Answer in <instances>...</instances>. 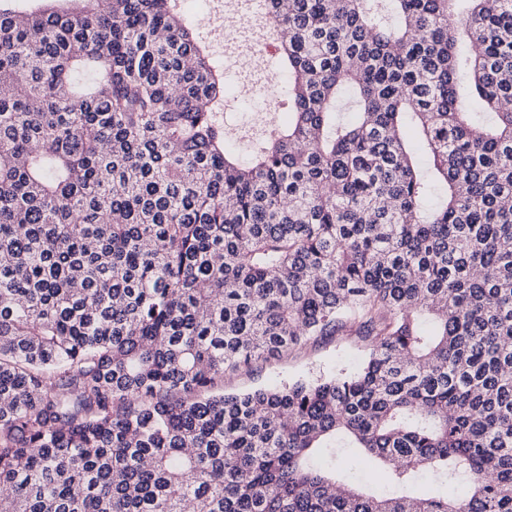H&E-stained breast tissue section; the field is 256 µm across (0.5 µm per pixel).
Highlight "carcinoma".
<instances>
[{
  "mask_svg": "<svg viewBox=\"0 0 512 512\" xmlns=\"http://www.w3.org/2000/svg\"><path fill=\"white\" fill-rule=\"evenodd\" d=\"M11 2L0 512H512V0H267L288 122L245 164L179 0ZM364 354L363 343L356 336L333 338L316 346H308L281 360L259 364L250 373L228 378L224 390L240 392L288 382L302 376H314L323 371L354 369ZM360 483L373 488L381 489L387 484V472L375 464L361 461L355 470Z\"/></svg>",
  "mask_w": 512,
  "mask_h": 512,
  "instance_id": "carcinoma-1",
  "label": "carcinoma"
}]
</instances>
